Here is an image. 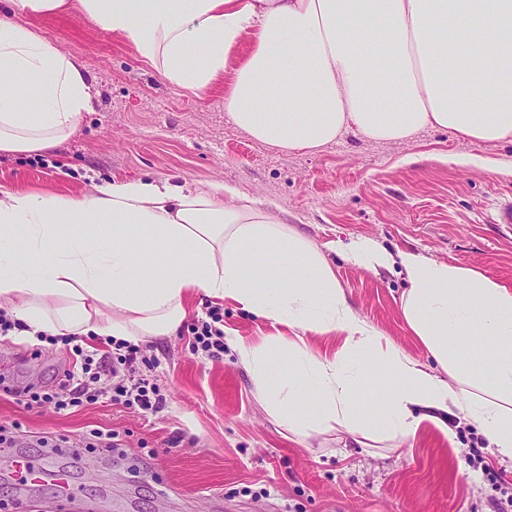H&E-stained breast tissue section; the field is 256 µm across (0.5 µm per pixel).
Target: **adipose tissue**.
<instances>
[{
  "instance_id": "ef3b65f1",
  "label": "adipose tissue",
  "mask_w": 512,
  "mask_h": 512,
  "mask_svg": "<svg viewBox=\"0 0 512 512\" xmlns=\"http://www.w3.org/2000/svg\"><path fill=\"white\" fill-rule=\"evenodd\" d=\"M0 11V154L52 152L91 111L83 66L22 22L79 11L161 78L208 90L225 71L231 122L284 150L344 132L401 142L432 128L512 143V0H8ZM28 81L17 96L4 81ZM263 101L256 111L255 101ZM208 191L136 179L81 198L0 194V308L38 335L135 343L173 334L194 295L239 304L291 331L230 338L257 396L293 434L333 428L406 441L447 432L454 409L512 460V290L475 269L412 252L407 325L426 365L362 319L324 254L266 210ZM64 224L81 234L60 242ZM336 336L319 355L306 335ZM288 356L287 374L271 365ZM372 356L377 372L362 355Z\"/></svg>"
}]
</instances>
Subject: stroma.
<instances>
[{
	"instance_id": "stroma-1",
	"label": "stroma",
	"mask_w": 512,
	"mask_h": 512,
	"mask_svg": "<svg viewBox=\"0 0 512 512\" xmlns=\"http://www.w3.org/2000/svg\"><path fill=\"white\" fill-rule=\"evenodd\" d=\"M26 22L82 64L95 109L51 153L0 154V189L79 197L103 180L224 183L225 202L257 200L315 244L356 313L423 362L429 354L401 314V268L354 265L344 257L348 244L369 238L512 289V225L494 221L512 199V173L498 166L512 160V143H472L428 128L400 143L347 133L316 151H283L230 122L223 85L195 94L165 82L76 12ZM212 307L195 295L176 332L140 341L136 375L166 400L155 414L106 396L59 414L17 404L12 389L54 385L73 363L71 347L0 335V426L14 436L0 445V460L41 456L77 494L58 501L55 486H23L0 463V512L21 501L32 512H498L512 495V462L499 461L458 415L448 419L453 439L425 428L408 446L364 447L333 430L292 435L258 400L232 350L217 358L194 352L191 324ZM218 307L225 329L243 340L283 331L234 302ZM96 428L114 433L122 453L74 455L71 443Z\"/></svg>"
}]
</instances>
